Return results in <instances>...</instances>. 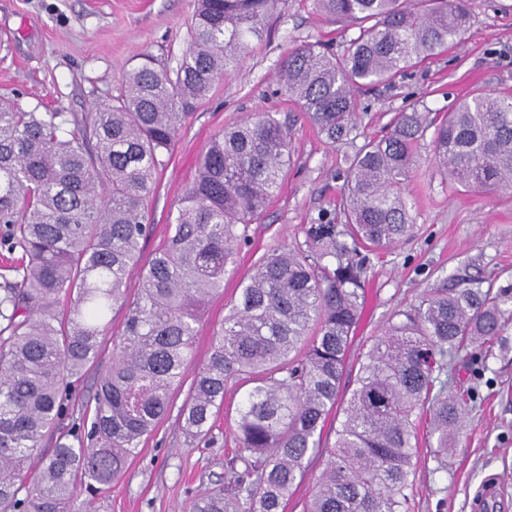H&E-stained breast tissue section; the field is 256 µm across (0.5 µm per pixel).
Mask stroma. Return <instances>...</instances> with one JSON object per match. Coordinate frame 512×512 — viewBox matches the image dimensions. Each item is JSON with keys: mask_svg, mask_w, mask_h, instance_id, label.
<instances>
[{"mask_svg": "<svg viewBox=\"0 0 512 512\" xmlns=\"http://www.w3.org/2000/svg\"><path fill=\"white\" fill-rule=\"evenodd\" d=\"M195 0H0V97L24 110L90 112L120 91L133 57L147 52L176 65L188 44L187 23ZM472 23L460 44L408 70L390 85L357 97L361 138L384 135L396 113L418 108L445 112L480 89L512 94V0H471ZM358 31L325 19L313 0H279L271 28L233 76L217 81L184 118L157 174L146 215L153 233L141 244L148 264L166 243L199 155L226 126L257 112L276 113L289 131L292 161L269 206L250 224L248 240L224 277V291L208 303L196 338L193 378L209 355L214 329L237 302L262 257L304 242L309 225L338 211L345 159L355 144L332 145L279 91L281 61L293 47L321 40L342 50ZM412 234L390 248L368 253L366 304L351 349L343 392L355 386L359 361L391 317L417 305L437 288L480 280L512 285V193L477 194L456 185L435 166L430 140H422L407 181ZM450 392L471 391L473 400L459 445L446 462L431 453L427 428L418 431L419 459L410 477L408 512H476L487 486L501 489L502 512H512V326L504 349L461 353ZM188 390L174 393L170 412L144 438L123 476L96 512H191L193 501L224 482L242 392L227 382L224 407L205 439L186 438L179 410Z\"/></svg>", "mask_w": 512, "mask_h": 512, "instance_id": "stroma-1", "label": "stroma"}]
</instances>
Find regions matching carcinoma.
<instances>
[{"label":"carcinoma","instance_id":"1","mask_svg":"<svg viewBox=\"0 0 512 512\" xmlns=\"http://www.w3.org/2000/svg\"><path fill=\"white\" fill-rule=\"evenodd\" d=\"M277 4L197 0L176 67L136 55L120 95L94 112H26L0 99V245L13 255L0 266V512H80L79 497L106 494L168 413L204 307L290 163L285 126L260 112L210 143L131 298L127 277L151 232L145 203L182 118L263 37ZM314 7L359 25L358 35L340 54L320 40L293 48L280 86L332 144L358 137L356 94L455 45L471 21L469 0ZM429 130L454 182L512 190L511 95L476 93L439 118L399 112L386 136L358 148L339 220L310 225L303 243L259 261L192 379L180 409L192 438L211 432L228 380L246 387L224 488L202 494L194 512H285L316 462L303 512H405L420 424L437 454L457 446L468 398L448 394V367L470 347L492 351L512 323V287L430 292L375 337L350 396L339 391L365 299L360 251L410 235L405 184ZM116 305L125 331L86 401L93 414L76 417L72 380L102 357ZM338 408L328 448L323 430Z\"/></svg>","mask_w":512,"mask_h":512}]
</instances>
